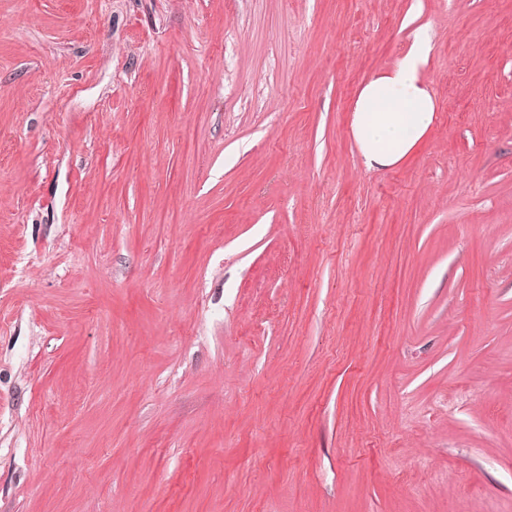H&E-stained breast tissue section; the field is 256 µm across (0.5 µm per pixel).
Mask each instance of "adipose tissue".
Wrapping results in <instances>:
<instances>
[{"label": "adipose tissue", "mask_w": 512, "mask_h": 512, "mask_svg": "<svg viewBox=\"0 0 512 512\" xmlns=\"http://www.w3.org/2000/svg\"><path fill=\"white\" fill-rule=\"evenodd\" d=\"M430 40L418 32L413 49L389 72L361 89L352 132L367 167L398 164L408 156L435 119L436 104L423 81Z\"/></svg>", "instance_id": "1"}]
</instances>
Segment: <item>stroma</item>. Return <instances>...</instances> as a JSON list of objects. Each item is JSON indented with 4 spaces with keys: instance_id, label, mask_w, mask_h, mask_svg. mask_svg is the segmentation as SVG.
<instances>
[{
    "instance_id": "stroma-1",
    "label": "stroma",
    "mask_w": 512,
    "mask_h": 512,
    "mask_svg": "<svg viewBox=\"0 0 512 512\" xmlns=\"http://www.w3.org/2000/svg\"><path fill=\"white\" fill-rule=\"evenodd\" d=\"M0 512H512V0H0ZM430 40L416 34L414 48L389 72L361 89L352 132L368 168L391 167L408 156L435 119L436 104L423 82Z\"/></svg>"
}]
</instances>
